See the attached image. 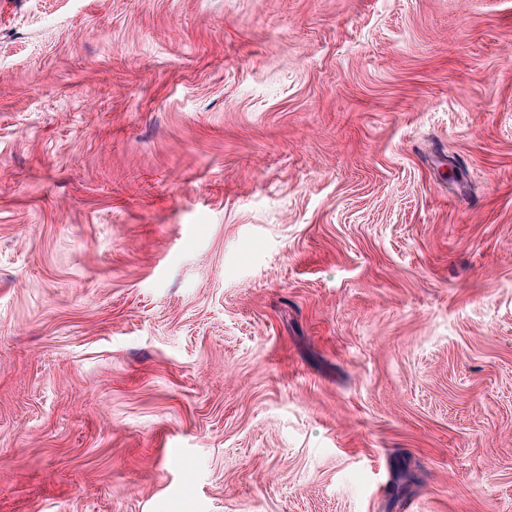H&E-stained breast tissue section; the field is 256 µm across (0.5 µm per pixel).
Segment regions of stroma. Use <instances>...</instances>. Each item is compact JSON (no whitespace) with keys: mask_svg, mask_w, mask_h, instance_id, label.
Here are the masks:
<instances>
[{"mask_svg":"<svg viewBox=\"0 0 512 512\" xmlns=\"http://www.w3.org/2000/svg\"><path fill=\"white\" fill-rule=\"evenodd\" d=\"M0 512H512V0H0Z\"/></svg>","mask_w":512,"mask_h":512,"instance_id":"35a3bbf8","label":"stroma"}]
</instances>
